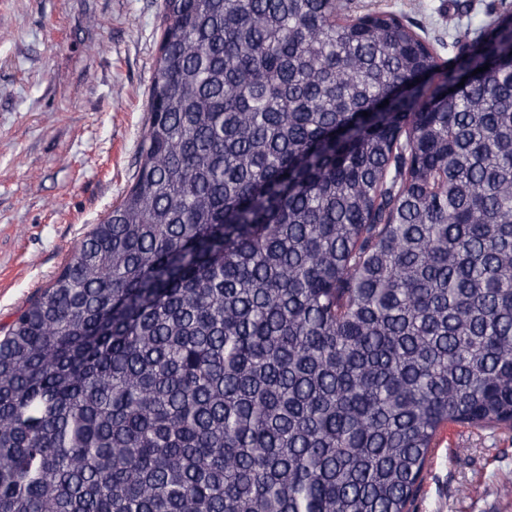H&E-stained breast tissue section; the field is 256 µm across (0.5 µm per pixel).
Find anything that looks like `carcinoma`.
<instances>
[{
	"label": "carcinoma",
	"mask_w": 512,
	"mask_h": 512,
	"mask_svg": "<svg viewBox=\"0 0 512 512\" xmlns=\"http://www.w3.org/2000/svg\"><path fill=\"white\" fill-rule=\"evenodd\" d=\"M473 41L163 0L134 181L0 340V512H413L511 430L512 11Z\"/></svg>",
	"instance_id": "cac0c4a2"
}]
</instances>
